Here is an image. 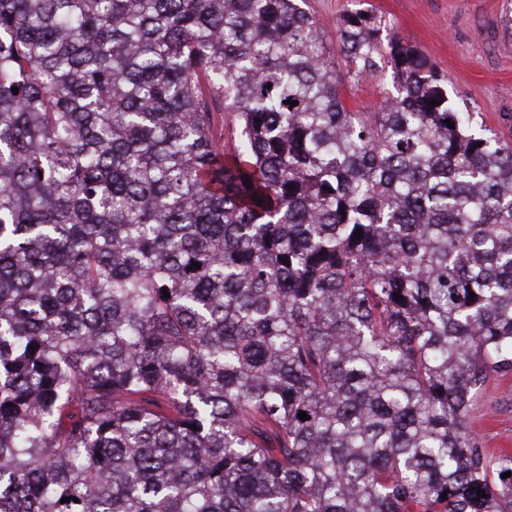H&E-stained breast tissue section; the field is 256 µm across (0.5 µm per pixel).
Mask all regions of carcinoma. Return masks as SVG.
<instances>
[{"label": "carcinoma", "mask_w": 512, "mask_h": 512, "mask_svg": "<svg viewBox=\"0 0 512 512\" xmlns=\"http://www.w3.org/2000/svg\"><path fill=\"white\" fill-rule=\"evenodd\" d=\"M303 4L0 0V512H512V144ZM387 70L359 84L347 83L342 87V94L350 110L358 112L377 111L382 99V87L389 82ZM214 125L222 138L223 145L227 149L233 148L236 140L237 120L233 112H224V109L218 107L214 110ZM467 424L488 452H512V371L485 383L472 402Z\"/></svg>", "instance_id": "1"}]
</instances>
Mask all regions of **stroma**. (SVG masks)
Masks as SVG:
<instances>
[{
    "instance_id": "stroma-1",
    "label": "stroma",
    "mask_w": 512,
    "mask_h": 512,
    "mask_svg": "<svg viewBox=\"0 0 512 512\" xmlns=\"http://www.w3.org/2000/svg\"><path fill=\"white\" fill-rule=\"evenodd\" d=\"M506 0H307L328 48L349 10H364L417 47L448 79V92L477 120L512 143V37L503 33ZM483 448L512 449V371L491 377L467 419Z\"/></svg>"
}]
</instances>
